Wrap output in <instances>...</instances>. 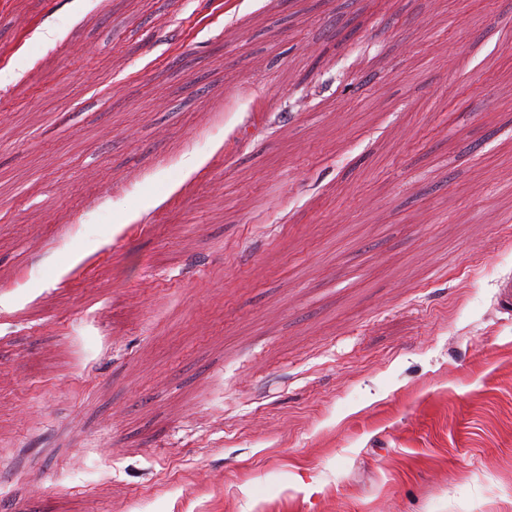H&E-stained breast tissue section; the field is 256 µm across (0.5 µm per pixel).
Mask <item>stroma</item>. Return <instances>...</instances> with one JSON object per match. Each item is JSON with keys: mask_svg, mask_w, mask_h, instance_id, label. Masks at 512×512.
I'll use <instances>...</instances> for the list:
<instances>
[{"mask_svg": "<svg viewBox=\"0 0 512 512\" xmlns=\"http://www.w3.org/2000/svg\"><path fill=\"white\" fill-rule=\"evenodd\" d=\"M1 14L0 512H512V0Z\"/></svg>", "mask_w": 512, "mask_h": 512, "instance_id": "35a3bbf8", "label": "stroma"}]
</instances>
